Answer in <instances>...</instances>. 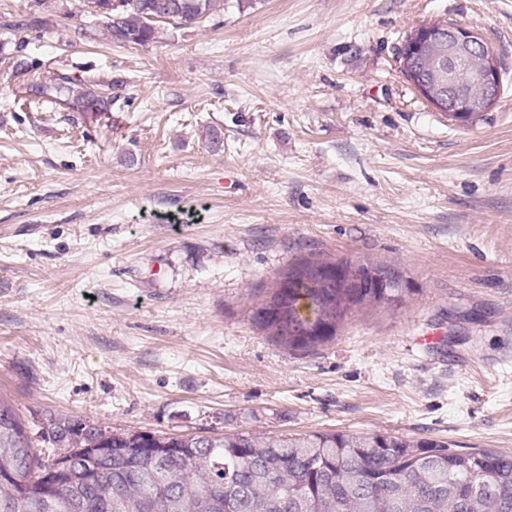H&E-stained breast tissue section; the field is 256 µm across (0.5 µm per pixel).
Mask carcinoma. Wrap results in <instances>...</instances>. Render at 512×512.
<instances>
[{
	"instance_id": "cac0c4a2",
	"label": "carcinoma",
	"mask_w": 512,
	"mask_h": 512,
	"mask_svg": "<svg viewBox=\"0 0 512 512\" xmlns=\"http://www.w3.org/2000/svg\"><path fill=\"white\" fill-rule=\"evenodd\" d=\"M220 0H116L102 13L115 44L155 42L163 14L175 25L207 19ZM34 13L7 24L24 32ZM404 75L432 78L433 58L399 59ZM65 112H110L116 97L61 74L37 83ZM453 94L479 100L475 80ZM409 292L393 268L348 258H300L252 314L288 351L315 348L364 305H392ZM59 448H70L71 483L56 481ZM0 512H512V454L456 450L391 433L239 430L177 435L114 430L77 415H49L33 431L0 397Z\"/></svg>"
}]
</instances>
